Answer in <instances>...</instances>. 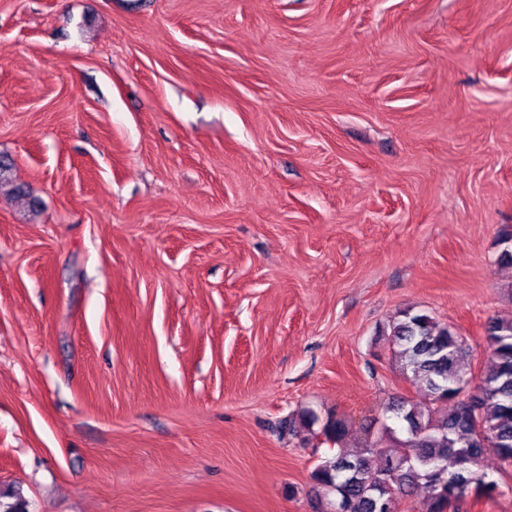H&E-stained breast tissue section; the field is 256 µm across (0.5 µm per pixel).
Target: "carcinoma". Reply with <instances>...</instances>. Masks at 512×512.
I'll list each match as a JSON object with an SVG mask.
<instances>
[{"instance_id": "cac0c4a2", "label": "carcinoma", "mask_w": 512, "mask_h": 512, "mask_svg": "<svg viewBox=\"0 0 512 512\" xmlns=\"http://www.w3.org/2000/svg\"><path fill=\"white\" fill-rule=\"evenodd\" d=\"M393 358L407 379L427 396L417 404L399 397L387 406L392 425L369 444L368 452L384 459L373 468L363 455L338 453L324 458L312 477L340 512H394L393 505L423 486L432 494V512L467 497L493 499L512 492L489 477L483 460L496 457L497 470H512V314L491 318L486 328L490 356L477 376L471 366L468 340L456 328L424 310L404 309L389 321ZM312 438L335 445L347 432L345 419L320 417L306 409L282 430L296 434V424ZM0 512H29L18 490L0 493Z\"/></svg>"}]
</instances>
